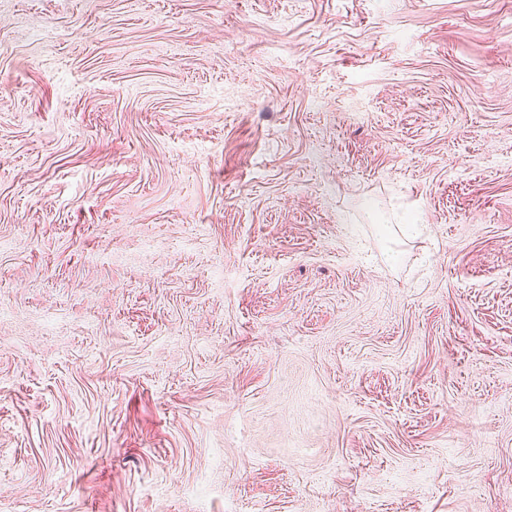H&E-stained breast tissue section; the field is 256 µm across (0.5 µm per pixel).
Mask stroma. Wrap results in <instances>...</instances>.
Wrapping results in <instances>:
<instances>
[{
	"mask_svg": "<svg viewBox=\"0 0 512 512\" xmlns=\"http://www.w3.org/2000/svg\"><path fill=\"white\" fill-rule=\"evenodd\" d=\"M0 512H512V0H0Z\"/></svg>",
	"mask_w": 512,
	"mask_h": 512,
	"instance_id": "obj_1",
	"label": "stroma"
}]
</instances>
